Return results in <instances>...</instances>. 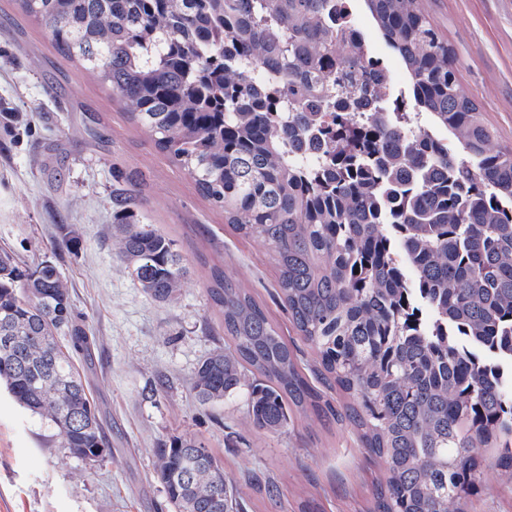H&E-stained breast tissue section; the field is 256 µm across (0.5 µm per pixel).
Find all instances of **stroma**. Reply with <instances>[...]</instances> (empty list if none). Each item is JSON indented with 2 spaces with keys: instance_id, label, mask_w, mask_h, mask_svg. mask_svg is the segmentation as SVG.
I'll use <instances>...</instances> for the list:
<instances>
[{
  "instance_id": "1",
  "label": "stroma",
  "mask_w": 512,
  "mask_h": 512,
  "mask_svg": "<svg viewBox=\"0 0 512 512\" xmlns=\"http://www.w3.org/2000/svg\"><path fill=\"white\" fill-rule=\"evenodd\" d=\"M448 40L464 92L500 146L512 149V0H422ZM29 119L18 138L0 129V250L48 262L68 279L90 337L75 358L99 408L112 454L89 466L53 447L35 415L0 390V512H160L153 451L190 435L241 486L245 512H369L381 475L345 422L298 415L273 434L254 427L242 401L203 407L195 367L227 339L207 286L220 267L248 289L282 336L297 333L276 300L265 247L240 237L192 179L134 124L111 90L64 57L17 0H0V109ZM142 176L144 210L176 243L190 273L171 303L150 299L112 238V169ZM79 238L68 242L70 227ZM272 477L274 495L245 487ZM468 512H512V491L488 470Z\"/></svg>"
}]
</instances>
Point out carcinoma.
<instances>
[{
    "mask_svg": "<svg viewBox=\"0 0 512 512\" xmlns=\"http://www.w3.org/2000/svg\"><path fill=\"white\" fill-rule=\"evenodd\" d=\"M355 0H20L65 56L187 171L241 237L261 242L277 298L317 354L312 384L254 297L223 270L207 293L231 344L202 360L196 401L244 398L255 427L345 418L382 468L374 512H465L485 468L512 481V150L461 88L421 0H362L408 81L385 94L373 55L338 37ZM368 111L367 127H351ZM330 112L326 125L320 114ZM112 170L122 263L175 300L188 275ZM0 384L86 464L109 451L73 364L90 338L58 268L0 250ZM346 399L339 412L328 392ZM153 451L174 512H243L210 449Z\"/></svg>",
    "mask_w": 512,
    "mask_h": 512,
    "instance_id": "carcinoma-1",
    "label": "carcinoma"
}]
</instances>
